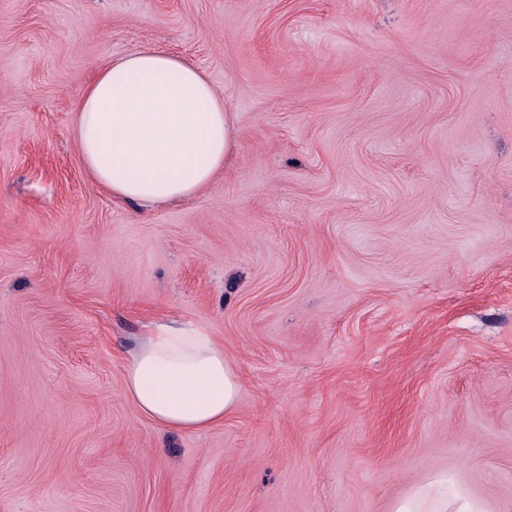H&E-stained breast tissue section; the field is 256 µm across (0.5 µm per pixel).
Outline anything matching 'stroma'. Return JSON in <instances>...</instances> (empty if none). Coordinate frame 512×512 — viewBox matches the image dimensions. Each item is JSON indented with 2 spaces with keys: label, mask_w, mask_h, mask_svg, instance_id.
<instances>
[{
  "label": "stroma",
  "mask_w": 512,
  "mask_h": 512,
  "mask_svg": "<svg viewBox=\"0 0 512 512\" xmlns=\"http://www.w3.org/2000/svg\"><path fill=\"white\" fill-rule=\"evenodd\" d=\"M147 48L235 141L156 207L74 133ZM170 319L240 374L204 432L124 393ZM442 474L512 512V0H0V512H393Z\"/></svg>",
  "instance_id": "stroma-1"
}]
</instances>
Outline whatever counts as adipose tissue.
I'll return each mask as SVG.
<instances>
[{
  "label": "adipose tissue",
  "instance_id": "ef3b65f1",
  "mask_svg": "<svg viewBox=\"0 0 512 512\" xmlns=\"http://www.w3.org/2000/svg\"><path fill=\"white\" fill-rule=\"evenodd\" d=\"M75 134L95 183L113 199L149 205L196 195L223 171L233 142L232 119L204 73L158 49L113 61L88 83ZM240 390L223 343L179 321L156 326L125 365L126 396L173 430L222 423Z\"/></svg>",
  "mask_w": 512,
  "mask_h": 512
}]
</instances>
